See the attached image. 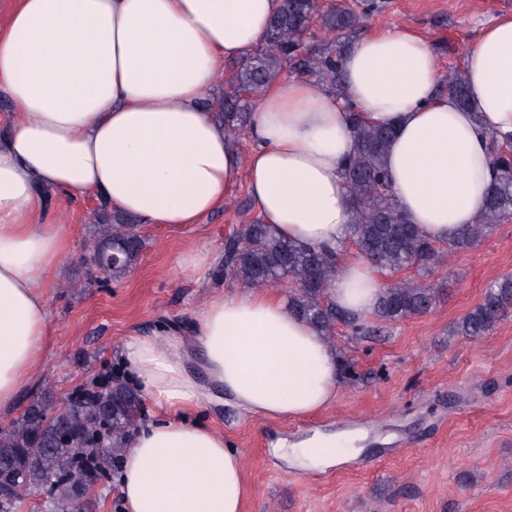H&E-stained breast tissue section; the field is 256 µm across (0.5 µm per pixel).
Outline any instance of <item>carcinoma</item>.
<instances>
[{
    "label": "carcinoma",
    "instance_id": "obj_1",
    "mask_svg": "<svg viewBox=\"0 0 512 512\" xmlns=\"http://www.w3.org/2000/svg\"><path fill=\"white\" fill-rule=\"evenodd\" d=\"M376 9L375 0H363L360 10L326 9L320 0H284L282 10L270 19L261 46L233 65L223 92L207 102L206 109L236 136L250 125L251 111L290 64L342 95V56L360 19ZM314 23L333 38L310 49L305 37ZM447 92L460 106H468L463 70L448 74ZM352 121L357 146L344 177L355 211L353 244L374 266L390 274L412 266L426 270L436 263L441 248L450 253L466 249L512 217V152L494 134L488 138L497 176L482 203L481 220L463 225L442 244L407 222L392 191L385 168L391 129L366 124L356 112ZM95 224L88 260L117 281L138 261L144 236L135 219L106 204L98 210ZM224 273L252 288L287 284L291 313L310 323L328 342L339 324L354 334L365 330L361 317L329 298L335 262L276 236L259 220L242 225L227 239ZM435 302L433 289L400 280L383 287L374 315L395 322L422 314ZM511 307L512 276L507 275L486 289L481 301L454 324L453 333L486 335ZM142 408L140 395L110 373L72 389L62 406L41 396L32 399L20 418L0 428V474L10 482V492L0 495V512H15L30 494L45 495L46 512H82L88 494L112 482L113 469L125 452L124 439L137 426Z\"/></svg>",
    "mask_w": 512,
    "mask_h": 512
}]
</instances>
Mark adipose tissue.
<instances>
[{
    "instance_id": "adipose-tissue-1",
    "label": "adipose tissue",
    "mask_w": 512,
    "mask_h": 512,
    "mask_svg": "<svg viewBox=\"0 0 512 512\" xmlns=\"http://www.w3.org/2000/svg\"><path fill=\"white\" fill-rule=\"evenodd\" d=\"M282 0H12L0 19V414L32 379L49 328L51 273L73 248L47 192L94 196L149 225L198 224L245 173L265 224L338 260L336 305L367 316L380 278L349 251L343 166L350 111L395 128L386 158L403 213L444 242L477 223L494 169L486 132L512 136V15L465 58L469 108L441 91L429 43L402 25L356 42L344 97L293 80L269 88L241 160L204 101L226 62L262 43ZM157 418L126 439L124 512H243L241 454L194 417L223 395L246 415L293 419L336 398V358L276 293L216 291L191 337L160 328L119 349Z\"/></svg>"
}]
</instances>
